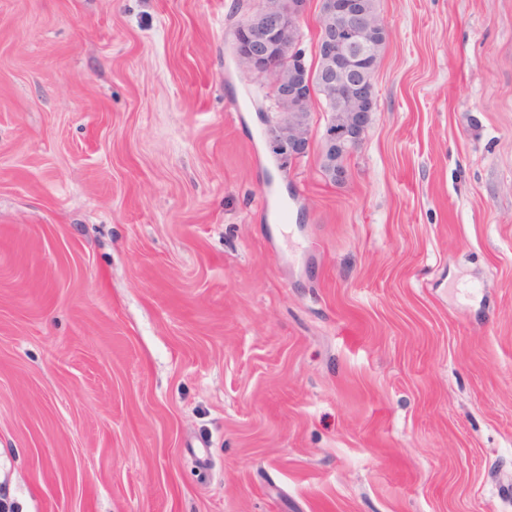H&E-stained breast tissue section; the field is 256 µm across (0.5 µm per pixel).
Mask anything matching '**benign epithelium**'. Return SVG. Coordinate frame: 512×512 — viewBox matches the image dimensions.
Here are the masks:
<instances>
[{
    "label": "benign epithelium",
    "instance_id": "7a95c632",
    "mask_svg": "<svg viewBox=\"0 0 512 512\" xmlns=\"http://www.w3.org/2000/svg\"><path fill=\"white\" fill-rule=\"evenodd\" d=\"M307 0H261L237 27V65L271 77L280 118L270 126L276 154L300 158L310 151L314 88L330 105L318 163L334 183L346 180V156L363 146L375 106L373 78L389 30L367 0H319L318 68L308 66L298 48Z\"/></svg>",
    "mask_w": 512,
    "mask_h": 512
}]
</instances>
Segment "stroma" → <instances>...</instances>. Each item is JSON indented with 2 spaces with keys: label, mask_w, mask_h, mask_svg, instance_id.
Listing matches in <instances>:
<instances>
[{
  "label": "stroma",
  "mask_w": 512,
  "mask_h": 512,
  "mask_svg": "<svg viewBox=\"0 0 512 512\" xmlns=\"http://www.w3.org/2000/svg\"><path fill=\"white\" fill-rule=\"evenodd\" d=\"M260 0H0V512H512V0H377L345 182Z\"/></svg>",
  "instance_id": "obj_1"
}]
</instances>
